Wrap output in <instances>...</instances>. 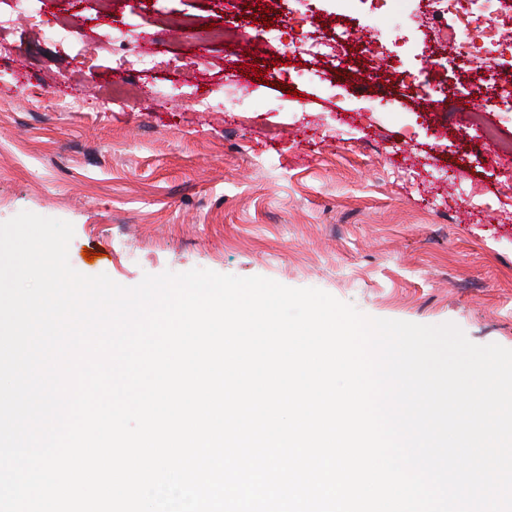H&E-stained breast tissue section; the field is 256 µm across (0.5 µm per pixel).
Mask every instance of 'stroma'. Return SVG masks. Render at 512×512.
Instances as JSON below:
<instances>
[{
  "instance_id": "obj_1",
  "label": "stroma",
  "mask_w": 512,
  "mask_h": 512,
  "mask_svg": "<svg viewBox=\"0 0 512 512\" xmlns=\"http://www.w3.org/2000/svg\"><path fill=\"white\" fill-rule=\"evenodd\" d=\"M29 6L38 26L0 0V222L72 223L70 265L123 286L194 268L262 276L512 349V95L482 60L449 70L436 32L454 18L433 0L405 19L382 0L342 14L336 0ZM262 12L306 15L297 51L277 58L255 29ZM183 18L201 33L155 41ZM362 27L390 68L430 62V107L416 85L355 84ZM63 28L101 50L76 57L51 37ZM342 29L338 54L327 42ZM133 48L157 67L125 70ZM72 97L80 108L60 106Z\"/></svg>"
}]
</instances>
